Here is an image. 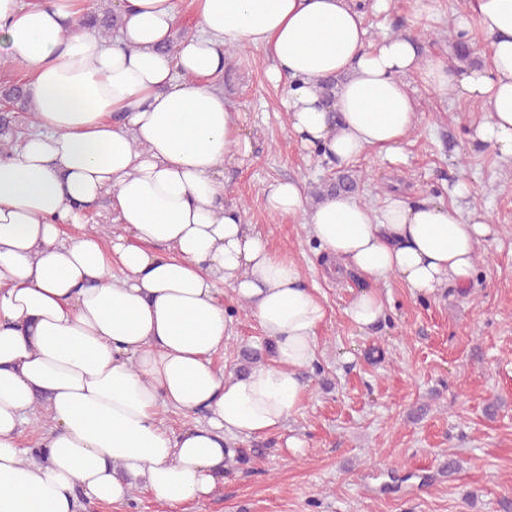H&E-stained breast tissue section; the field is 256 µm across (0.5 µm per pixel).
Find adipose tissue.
<instances>
[{"instance_id": "ef3b65f1", "label": "adipose tissue", "mask_w": 512, "mask_h": 512, "mask_svg": "<svg viewBox=\"0 0 512 512\" xmlns=\"http://www.w3.org/2000/svg\"><path fill=\"white\" fill-rule=\"evenodd\" d=\"M192 5L196 31L180 39L179 0H118L104 38L83 28L85 0H0V50L27 72L37 125L0 152V512H75L78 498L122 504L136 491L186 512L223 479L227 437L265 439L303 406L326 308L224 202L225 159L250 151L220 85L229 51L272 58L291 131L338 166L401 155L418 123L411 76L477 105L475 139L512 159V0H465L457 31L491 39L468 69L422 58L405 35L368 43L365 7L390 0ZM469 196L461 181L446 199L374 209L345 192L309 205L298 181L265 190L267 210L303 219L328 265L373 281L346 310L363 330L391 278L426 297L470 286L494 228ZM104 198L122 235H65ZM227 290L270 345L245 373L213 362ZM165 410L189 424L172 430ZM37 411L36 451L20 430Z\"/></svg>"}]
</instances>
